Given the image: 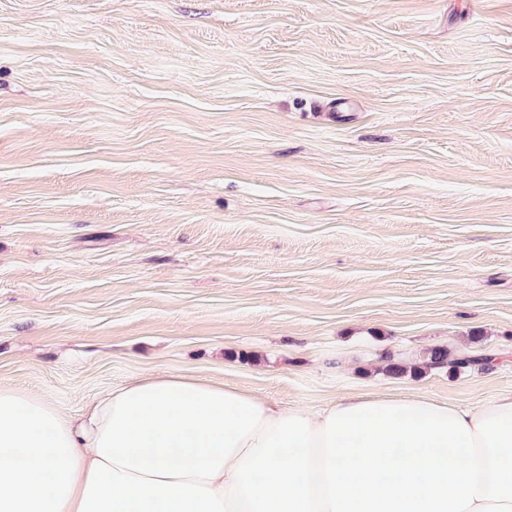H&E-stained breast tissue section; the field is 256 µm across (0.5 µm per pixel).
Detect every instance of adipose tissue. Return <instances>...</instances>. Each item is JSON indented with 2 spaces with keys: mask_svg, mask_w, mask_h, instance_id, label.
I'll return each instance as SVG.
<instances>
[{
  "mask_svg": "<svg viewBox=\"0 0 512 512\" xmlns=\"http://www.w3.org/2000/svg\"><path fill=\"white\" fill-rule=\"evenodd\" d=\"M0 512H512V393L311 412L147 376L71 418L0 385Z\"/></svg>",
  "mask_w": 512,
  "mask_h": 512,
  "instance_id": "1",
  "label": "adipose tissue"
}]
</instances>
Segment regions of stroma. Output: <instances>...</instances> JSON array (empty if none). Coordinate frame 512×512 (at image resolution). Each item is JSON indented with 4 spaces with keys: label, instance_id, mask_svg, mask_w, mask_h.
I'll list each match as a JSON object with an SVG mask.
<instances>
[{
    "label": "stroma",
    "instance_id": "stroma-1",
    "mask_svg": "<svg viewBox=\"0 0 512 512\" xmlns=\"http://www.w3.org/2000/svg\"><path fill=\"white\" fill-rule=\"evenodd\" d=\"M166 373L512 392V0H0V384ZM386 359L388 363L385 365V370L394 375L407 371L422 373L424 370L435 368L456 370L465 367L472 361L463 351L447 346L432 347L425 351L418 361L414 362H397L391 357H386Z\"/></svg>",
    "mask_w": 512,
    "mask_h": 512
}]
</instances>
